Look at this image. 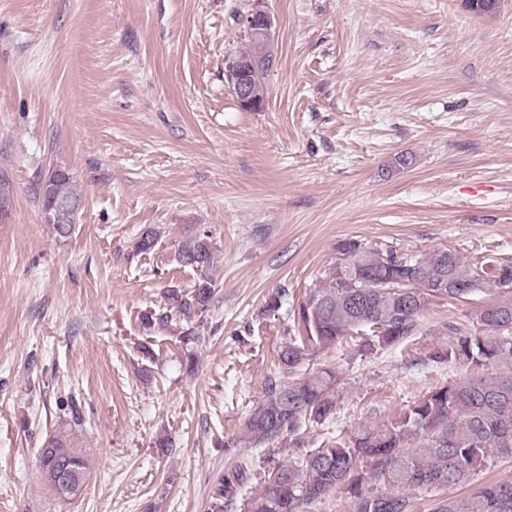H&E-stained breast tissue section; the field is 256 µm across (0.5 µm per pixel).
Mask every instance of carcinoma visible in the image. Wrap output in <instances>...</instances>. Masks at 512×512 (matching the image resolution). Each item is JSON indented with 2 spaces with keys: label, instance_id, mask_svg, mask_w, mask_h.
<instances>
[{
  "label": "carcinoma",
  "instance_id": "1",
  "mask_svg": "<svg viewBox=\"0 0 512 512\" xmlns=\"http://www.w3.org/2000/svg\"><path fill=\"white\" fill-rule=\"evenodd\" d=\"M476 15H491L500 0H461ZM36 199L44 215L60 206L77 209L80 192L64 169L48 181L37 177ZM360 280L338 275L333 266L326 284L292 307L294 331L283 338L279 359L295 369L315 353L346 338L359 340V349L371 353L383 346L397 347L417 335L423 311L437 299H465L491 288L501 277L512 279V264L484 261L466 265L451 250L424 258L394 248H358L355 240L338 244L337 253L352 250ZM176 261L199 273L186 290L168 289V300L180 319L193 322L205 312L216 290L214 253L209 235L191 234L179 245ZM481 332L448 326L453 339L429 355L433 362L467 364L474 368L500 363L512 366V299L485 307L479 314ZM201 337L194 328L182 332L187 362L193 364ZM336 371L321 368L288 384H268L263 402L246 422L244 442L256 448L288 434L300 443L302 424H324L335 407ZM512 455V375L493 380L463 377L436 387L383 426L363 427L348 438H338L314 450L291 466L271 462L263 491L248 502L247 512H304L340 485L348 487L353 512H408L402 489H440L463 485L490 451ZM39 468L51 486L67 474L84 479L86 464L73 449L52 440L41 451ZM247 479L235 465L222 478L209 506L225 512ZM394 491L371 492L367 487L384 481ZM435 512H512V483L494 482L459 503L442 501Z\"/></svg>",
  "mask_w": 512,
  "mask_h": 512
}]
</instances>
